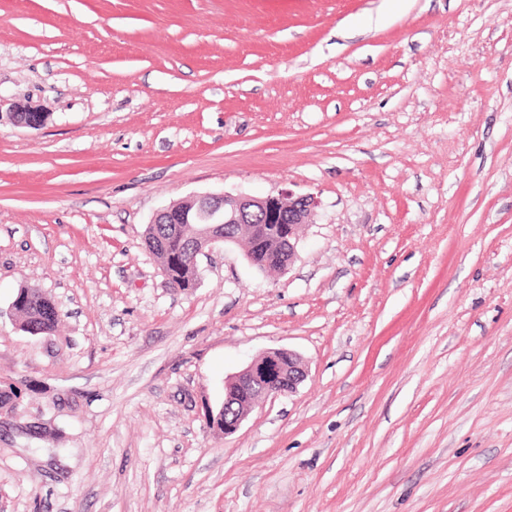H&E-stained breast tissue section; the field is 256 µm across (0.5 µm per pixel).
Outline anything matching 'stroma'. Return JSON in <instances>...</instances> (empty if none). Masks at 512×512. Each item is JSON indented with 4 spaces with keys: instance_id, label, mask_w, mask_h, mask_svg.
Returning <instances> with one entry per match:
<instances>
[{
    "instance_id": "1",
    "label": "stroma",
    "mask_w": 512,
    "mask_h": 512,
    "mask_svg": "<svg viewBox=\"0 0 512 512\" xmlns=\"http://www.w3.org/2000/svg\"><path fill=\"white\" fill-rule=\"evenodd\" d=\"M283 189L285 271L169 286L158 210ZM0 382V512H512V0H0ZM15 305L16 314L20 318V328L25 331V326L37 331V336H53L57 331L60 321V312L56 303L38 289L29 287L19 288L12 304ZM307 376L301 357L286 348L264 351L246 367L224 381V402L216 410L210 409L207 418H224V428L210 429L229 436L236 433L252 408L261 400L290 394Z\"/></svg>"
}]
</instances>
